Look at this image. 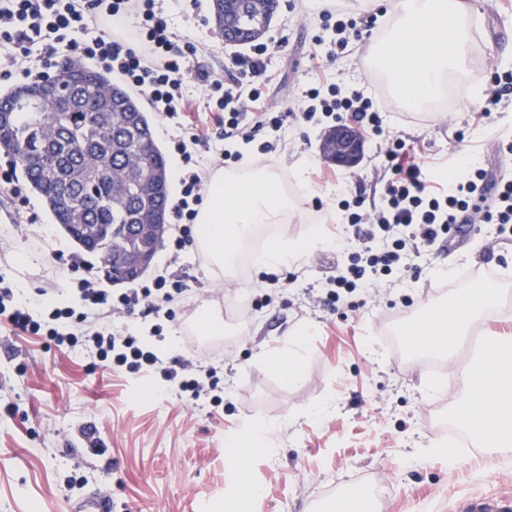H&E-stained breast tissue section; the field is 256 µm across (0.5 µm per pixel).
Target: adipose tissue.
Returning <instances> with one entry per match:
<instances>
[{"label":"adipose tissue","instance_id":"obj_1","mask_svg":"<svg viewBox=\"0 0 512 512\" xmlns=\"http://www.w3.org/2000/svg\"><path fill=\"white\" fill-rule=\"evenodd\" d=\"M397 7V27L386 43V54L393 62L389 80L403 99L431 102L441 93L447 72L462 61L469 34L458 19L456 0H398ZM291 214L288 196L275 173L227 176L216 171L210 176L207 201L198 216L202 226L199 245L214 266L223 267L234 258L254 225L280 224ZM493 306L486 288L476 286L438 310L432 322L419 331V341L427 344L433 335H440L441 353L452 356L470 323L487 315ZM468 378V412L492 414V422L480 438L501 445L512 438V357L495 353L483 360L479 370L469 372ZM267 434L264 425L249 422L228 440L236 458L232 488L239 497L256 492L246 472L253 454L266 449Z\"/></svg>","mask_w":512,"mask_h":512}]
</instances>
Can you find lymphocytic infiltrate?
Returning <instances> with one entry per match:
<instances>
[{
  "mask_svg": "<svg viewBox=\"0 0 512 512\" xmlns=\"http://www.w3.org/2000/svg\"><path fill=\"white\" fill-rule=\"evenodd\" d=\"M322 35L315 46L326 49L335 59L348 53L357 37L356 22L339 0L322 8ZM286 42L271 39L251 46L244 56L232 57L237 80L227 83L215 77L207 84V111L216 113L215 129L187 126L183 114L189 100L186 93L190 59L197 47L193 42L177 43L160 0H0V78L10 79L18 58L31 54L33 47L61 56L86 57L117 72L134 90L147 94L150 102L178 131L172 142L185 163L180 179L181 193L171 208L179 234L175 250L194 243L193 226L206 195L212 167L231 160L223 141L239 138L255 141L257 135L279 134L288 125L311 122L323 114L340 125H354L360 136L380 140L386 180L380 209L366 216L353 210L350 201L339 204L340 224H372L359 238L360 253L347 274L337 276L329 301H336L338 289L356 288L358 282L390 275L409 257L430 251L435 245L455 241L456 225L478 217L480 223L497 225L500 233L512 232V179L489 181L484 169L473 168L460 175L428 172L414 139L390 134L372 99L359 89L327 91L311 87L303 96L309 104L301 110L272 107L261 86L242 92L244 80L265 71L269 60ZM81 309H53L48 318L15 303L13 291L0 287V321L13 329L41 336L56 344L84 345L94 357L111 361L132 373L149 372L186 393L196 401L212 390L199 376L179 373L167 365L147 339L110 328L88 331L89 323L107 314H133L143 301L156 305L181 302L185 288L165 276L128 292L111 293L92 281L77 284Z\"/></svg>",
  "mask_w": 512,
  "mask_h": 512,
  "instance_id": "1",
  "label": "lymphocytic infiltrate"
}]
</instances>
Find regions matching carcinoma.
<instances>
[{
    "label": "carcinoma",
    "mask_w": 512,
    "mask_h": 512,
    "mask_svg": "<svg viewBox=\"0 0 512 512\" xmlns=\"http://www.w3.org/2000/svg\"><path fill=\"white\" fill-rule=\"evenodd\" d=\"M279 8L280 0H265L258 14L251 0H234L226 25L224 0H212L218 33L238 44L261 39ZM59 72L70 88L57 109L44 107L48 89L37 79L0 94V106L13 115V133L0 141V152L24 161L27 181L55 222L106 261L137 245L141 215L167 223V163L140 100L107 68L74 71L66 59ZM143 178L155 180L149 197L130 189Z\"/></svg>",
    "instance_id": "carcinoma-1"
}]
</instances>
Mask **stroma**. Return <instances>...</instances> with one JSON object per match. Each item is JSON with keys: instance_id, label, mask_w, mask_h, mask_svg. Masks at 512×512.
Returning a JSON list of instances; mask_svg holds the SVG:
<instances>
[{"instance_id": "35a3bbf8", "label": "stroma", "mask_w": 512, "mask_h": 512, "mask_svg": "<svg viewBox=\"0 0 512 512\" xmlns=\"http://www.w3.org/2000/svg\"><path fill=\"white\" fill-rule=\"evenodd\" d=\"M471 31L470 55L459 72L472 100H457L451 112L427 116L386 107L384 124L417 138L425 164L452 170L460 155L474 166L500 172L506 163L500 143L512 141V101L489 106L484 79L472 72L484 58L499 72L512 59V0H459ZM361 37L353 51L312 68V39L321 32L322 0H298L280 8L269 35L287 42L269 62L261 80L271 102L301 103L303 90L327 80L361 88L377 100L385 95L367 71L365 56L376 49L397 20L395 0H346ZM162 7L178 40L198 47L196 69L224 71L234 45L218 35L211 0L198 6ZM488 111V118L472 116ZM330 120L287 127L265 160L249 154L234 163L237 173L276 171L299 203V214L283 224L257 226L255 239L297 240L321 227L345 238L342 249L322 247L285 264L259 266L260 251L242 245L246 261H235L232 277L213 272L198 248L174 251L175 228H167L149 276L168 272L187 286L183 319L151 313L139 317L140 333L152 334L165 360H185L214 351L218 402L197 404L166 387L160 376L114 370L97 358L57 347L40 336H19L0 324V512H78L92 497H107L111 512H317L327 499L345 498L349 512H456L459 501L481 494L512 493V447H478L448 438L449 424H463L469 387L464 370L484 354L512 344V316L483 318L470 334L478 347L443 363L438 390H429L430 366L393 355L384 323L409 315L430 321L455 298L451 286L464 268L492 265L488 284L497 297L512 287V239L496 226L467 224L454 250L422 253L406 277L391 274L375 284L325 303L338 268L347 265L355 228L336 224V208L363 187V211L379 206L383 165L378 144L364 143V158L352 169H332L319 153ZM464 129V141L455 132ZM303 177H296V170ZM27 205L0 192V283L25 280L24 304L55 306L58 295L78 307L76 279L87 274L100 287L118 292L104 279L101 262L81 251L55 223L42 197L24 186ZM74 258L79 273L55 260ZM29 264L16 268L18 255ZM223 323V331L197 343L184 341L182 323L200 316ZM303 347H295L296 339ZM298 348L303 376L283 379L267 357ZM249 420L272 428L273 454H255L248 480L255 496L234 501L228 484L227 438ZM92 426L106 452L88 450L81 433Z\"/></svg>"}]
</instances>
